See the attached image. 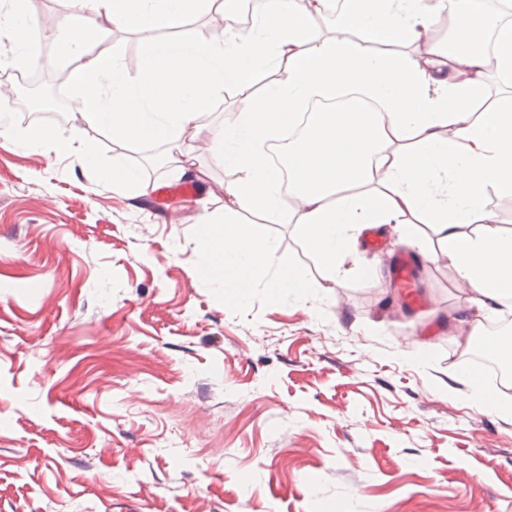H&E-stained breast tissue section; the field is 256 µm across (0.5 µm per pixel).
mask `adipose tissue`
<instances>
[{
    "instance_id": "ef3b65f1",
    "label": "adipose tissue",
    "mask_w": 512,
    "mask_h": 512,
    "mask_svg": "<svg viewBox=\"0 0 512 512\" xmlns=\"http://www.w3.org/2000/svg\"><path fill=\"white\" fill-rule=\"evenodd\" d=\"M234 0H72L80 29L56 42L57 58L76 59L72 99L79 124L97 126L118 142L168 146L166 161L193 169L192 141L201 115L226 90L237 95L231 122L209 130L215 164L233 169L224 190V231L214 238L204 266L225 292L247 303L254 282L272 294L302 299L301 274L278 261L275 239L240 224L256 211L268 224H297L331 280L343 279L345 260L362 229L396 224L404 238L417 223L433 225L440 254L470 288L469 302L483 317L512 302V236L502 234L487 209L488 190L512 196V91L492 100L490 78L512 75V5L501 15L475 13L457 0L470 36L451 45L433 39L437 11L426 0H345L331 32L314 18L330 0H264L247 33L230 30L198 40L186 28L190 12L223 16ZM134 32L170 30L177 40H144L145 73L125 75L120 48H106L97 17ZM0 24L10 31L0 65L30 69L40 55L31 37L25 0H8ZM381 42L424 52L402 61L371 52ZM278 71L261 94L256 73ZM357 81L380 102L383 116L320 112L288 153L295 189L284 204L277 169L265 147L279 138L297 110L342 82ZM0 139L19 150L47 148L71 154L72 138L54 129L20 128L0 113Z\"/></svg>"
}]
</instances>
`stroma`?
I'll list each match as a JSON object with an SVG mask.
<instances>
[{
    "label": "stroma",
    "instance_id": "stroma-1",
    "mask_svg": "<svg viewBox=\"0 0 512 512\" xmlns=\"http://www.w3.org/2000/svg\"><path fill=\"white\" fill-rule=\"evenodd\" d=\"M28 10L53 17L34 32L53 55L70 0ZM80 136L99 168L0 145V512H512V415L467 398L473 379L512 393L463 370L479 313L447 263L386 224L336 283L298 225L265 224L310 299L238 306L201 266L198 218L236 179L205 135L208 178L163 199L187 181L162 146ZM116 155L147 194L101 180Z\"/></svg>",
    "mask_w": 512,
    "mask_h": 512
}]
</instances>
